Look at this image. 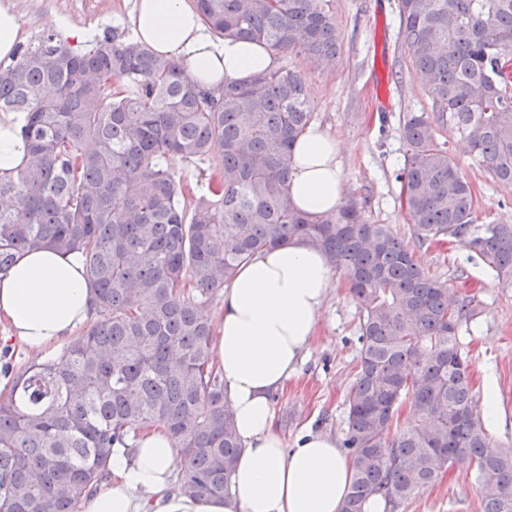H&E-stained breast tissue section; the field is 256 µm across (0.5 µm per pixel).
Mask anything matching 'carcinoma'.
<instances>
[{"instance_id":"carcinoma-1","label":"carcinoma","mask_w":512,"mask_h":512,"mask_svg":"<svg viewBox=\"0 0 512 512\" xmlns=\"http://www.w3.org/2000/svg\"><path fill=\"white\" fill-rule=\"evenodd\" d=\"M331 0H197L218 38L264 43L316 65L337 59ZM398 37L430 111L401 123L406 240L351 202L319 218L288 203L287 157L314 120L300 72L281 66L215 95L112 31L83 52L53 34L0 66V111L24 112L29 160L0 178V274L25 251L81 254L98 320L56 359L33 362L0 401V512H78L115 448L163 426L176 487L224 495L239 455L206 307L255 254L300 237L347 274L360 360L342 446L341 512H400L450 464L492 484L482 512H512V455L490 450L458 336L478 315L416 257L447 239L512 286V224H478L469 183L437 141L453 122L472 164L512 185V0H398ZM216 160L186 202L171 159ZM410 402L413 421L398 428Z\"/></svg>"}]
</instances>
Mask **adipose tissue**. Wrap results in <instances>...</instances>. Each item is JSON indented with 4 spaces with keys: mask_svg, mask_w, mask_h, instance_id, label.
<instances>
[{
    "mask_svg": "<svg viewBox=\"0 0 512 512\" xmlns=\"http://www.w3.org/2000/svg\"><path fill=\"white\" fill-rule=\"evenodd\" d=\"M133 35L157 55L182 63L200 89L221 92L277 66L270 48L214 39L192 0H137ZM22 112L0 111V174L28 161ZM288 202L304 213L339 208L346 175L335 136L313 124L291 151ZM335 272L325 255L297 238L243 263L224 288L214 320L212 356L241 443L223 496L174 488L178 450L163 427L143 429L132 455L116 452L106 485L81 512H341L352 477L336 438L306 432L287 446L275 426L274 394L285 389L315 335ZM94 318L79 253H22L0 276V325L6 338L39 354L73 339Z\"/></svg>",
    "mask_w": 512,
    "mask_h": 512,
    "instance_id": "1",
    "label": "adipose tissue"
}]
</instances>
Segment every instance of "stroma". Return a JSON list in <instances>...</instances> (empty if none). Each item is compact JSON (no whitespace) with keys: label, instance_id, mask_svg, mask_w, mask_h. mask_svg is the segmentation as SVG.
<instances>
[{"label":"stroma","instance_id":"obj_1","mask_svg":"<svg viewBox=\"0 0 512 512\" xmlns=\"http://www.w3.org/2000/svg\"><path fill=\"white\" fill-rule=\"evenodd\" d=\"M135 0H8L20 14L27 43L48 31L47 14L82 29L76 50L89 48L112 29L131 31ZM336 17L339 55L330 66L308 63L293 54L280 64L301 73L315 112L340 143L346 174L345 202L357 203L369 222L389 224L410 236L412 223L401 206L398 175L405 147L399 118L428 109L407 49L398 40L397 0H331ZM473 190L474 215L481 224H512V187L495 182L473 166L454 125L438 126ZM428 273L457 298L475 297L479 313L461 326L459 336L471 361L474 393L493 381L502 411L489 431L491 446L512 453V287H503L485 262L455 241L418 250ZM336 285L323 307L317 333L298 376L274 396L275 424L287 441L306 429L343 438L346 395L357 372L360 309L346 274L336 271ZM403 512H482V489L474 470L452 466L433 485L409 501Z\"/></svg>","mask_w":512,"mask_h":512}]
</instances>
